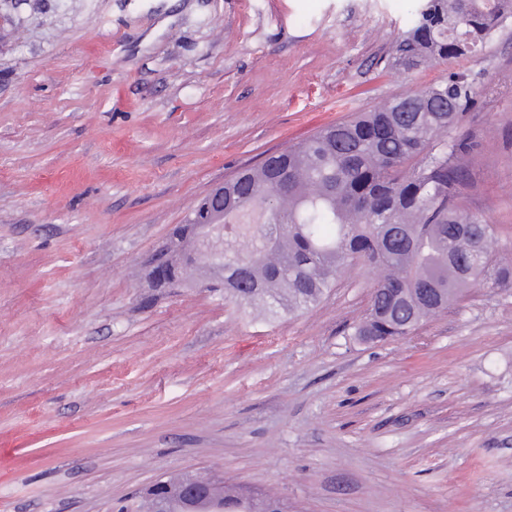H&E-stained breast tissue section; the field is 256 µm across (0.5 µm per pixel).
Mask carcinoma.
Instances as JSON below:
<instances>
[{
	"instance_id": "cac0c4a2",
	"label": "carcinoma",
	"mask_w": 512,
	"mask_h": 512,
	"mask_svg": "<svg viewBox=\"0 0 512 512\" xmlns=\"http://www.w3.org/2000/svg\"><path fill=\"white\" fill-rule=\"evenodd\" d=\"M512 0H418L394 48L406 72L473 58ZM467 70L329 125L224 182V267L199 227L205 198L153 256L172 287L204 274L224 298L272 317L310 309L358 263L376 273L355 335L364 342L406 336L477 283L512 285L494 260L495 229L469 212L463 191L473 144L448 130L474 102ZM224 512L248 498L221 490Z\"/></svg>"
}]
</instances>
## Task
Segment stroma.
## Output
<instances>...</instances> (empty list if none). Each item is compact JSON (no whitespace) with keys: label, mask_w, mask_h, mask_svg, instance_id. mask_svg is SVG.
Here are the masks:
<instances>
[{"label":"stroma","mask_w":512,"mask_h":512,"mask_svg":"<svg viewBox=\"0 0 512 512\" xmlns=\"http://www.w3.org/2000/svg\"><path fill=\"white\" fill-rule=\"evenodd\" d=\"M410 0H0V512H138L206 471L288 512H512V286L359 341L374 276L267 319L143 262L195 201L448 74L388 62ZM464 204L512 263V21Z\"/></svg>","instance_id":"35a3bbf8"}]
</instances>
